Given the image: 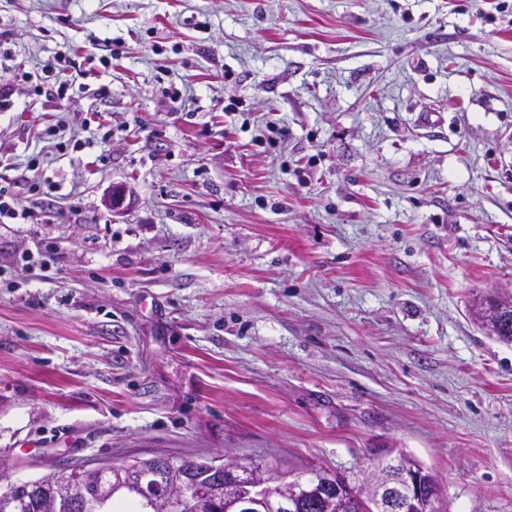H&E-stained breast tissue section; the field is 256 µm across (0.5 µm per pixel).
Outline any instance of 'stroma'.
Instances as JSON below:
<instances>
[{"mask_svg":"<svg viewBox=\"0 0 512 512\" xmlns=\"http://www.w3.org/2000/svg\"><path fill=\"white\" fill-rule=\"evenodd\" d=\"M1 79L0 487L400 448L512 512V0H0Z\"/></svg>","mask_w":512,"mask_h":512,"instance_id":"obj_1","label":"stroma"}]
</instances>
